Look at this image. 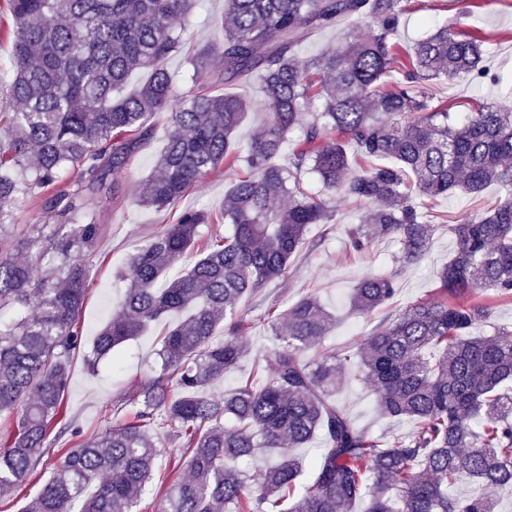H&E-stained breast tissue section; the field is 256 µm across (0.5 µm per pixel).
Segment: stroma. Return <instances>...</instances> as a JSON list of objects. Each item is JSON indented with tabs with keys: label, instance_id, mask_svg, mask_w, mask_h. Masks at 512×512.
<instances>
[{
	"label": "stroma",
	"instance_id": "1",
	"mask_svg": "<svg viewBox=\"0 0 512 512\" xmlns=\"http://www.w3.org/2000/svg\"><path fill=\"white\" fill-rule=\"evenodd\" d=\"M223 12L224 0H197L193 12L176 21L180 47L166 60L174 92H181L191 82L193 70L186 61L187 49L193 45L222 44L224 32L214 20ZM444 26L475 31L484 38L483 65L491 76L482 81L460 76L432 82L428 89L435 100L447 102L452 111L460 114L479 102L512 109V0H406L392 40L399 48L409 49ZM153 124L152 138L132 157L115 191L92 197L88 203L102 226L89 255L90 287L80 314L84 337L89 341L120 306L124 291L120 275L128 271L131 255L145 247L161 225L171 223L174 214L189 208L220 213L233 178L232 171L220 168L177 201L172 210L156 212L142 207L138 197L164 145L167 113H157ZM502 195L500 187L492 185L478 195L458 191L438 198L434 210L443 216L444 222L433 235L423 260L412 265L399 263L400 246L390 237L376 239L369 254H346V231L363 223L367 209L344 196H336L334 222L312 225L308 231L309 241L315 244L313 253L295 257L287 277L266 283L265 290L277 295L283 309L305 293L315 292L333 316L323 349L340 353L355 348L378 321L374 315L352 314L349 297L356 283L369 272L394 277V304L398 307L433 297L439 286V274L456 249L452 225L466 215L486 210ZM244 307L255 322L245 338L249 352L236 368L213 385V392L236 387L251 376L258 359L274 343L263 319L265 305L261 299L246 301ZM176 320V315H166L141 336L118 348L114 359L122 361V369L114 368L113 359L92 369L82 354H75L65 394L68 417L88 432L101 429L108 420L124 422L130 410L128 400L155 360L161 332ZM336 399L354 426L369 435L406 439L415 430L412 420L381 416L375 388L363 377L346 378L336 392Z\"/></svg>",
	"mask_w": 512,
	"mask_h": 512
}]
</instances>
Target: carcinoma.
<instances>
[{
    "instance_id": "carcinoma-1",
    "label": "carcinoma",
    "mask_w": 512,
    "mask_h": 512,
    "mask_svg": "<svg viewBox=\"0 0 512 512\" xmlns=\"http://www.w3.org/2000/svg\"><path fill=\"white\" fill-rule=\"evenodd\" d=\"M13 43L11 94L0 139V228L17 197L45 193L44 208L64 219L50 231L27 224L0 247V497L46 469L51 428L66 416L70 360L110 357L164 313L182 321L159 340L151 374L131 398L129 420L85 436L69 422L57 464L20 512H135L155 473L180 469L161 458L162 440L184 448L188 477L156 499L158 512H497L492 495L458 496L467 475L493 491H512V328L472 330L490 318L492 301L512 300V112L483 104L457 119L434 100L429 82L487 78L480 37L446 26L401 52L390 44L401 0H224L217 23L224 43L189 57L192 85L177 95L163 61L178 47L174 22L195 0H7ZM344 16L360 19L340 48L304 61L308 36ZM148 79L127 89L128 77ZM262 75L256 99L220 90ZM262 121L247 147L231 151L249 112ZM158 112L170 114L166 144L140 204L167 210L219 167L243 170L224 194L220 215L182 211L132 255L120 309L85 350L80 313L88 291L86 251L101 234L86 198L108 193ZM303 138L283 155L288 134ZM360 161L350 174L345 144ZM315 172L308 191L298 175ZM77 179L58 189L62 174ZM498 185L504 198L454 225L456 250L436 295L393 307V278L369 273L352 289L359 315L388 314L356 352L320 349L332 316L312 294L267 320L276 344L263 355L272 370L209 393L248 352L253 321L246 298L284 277L291 260L313 250L311 224H330L336 193L370 207L348 229L344 249L366 254L390 236L399 261L416 264L436 232L431 199ZM224 222L230 234L197 248L199 228ZM199 258L159 288L168 266L187 252ZM223 328L224 340L214 341ZM316 350V357L305 353ZM358 372L376 388L387 419L416 430L389 442L359 431L334 399ZM325 448L310 481L292 454L315 435ZM275 457L253 475L239 463Z\"/></svg>"
}]
</instances>
